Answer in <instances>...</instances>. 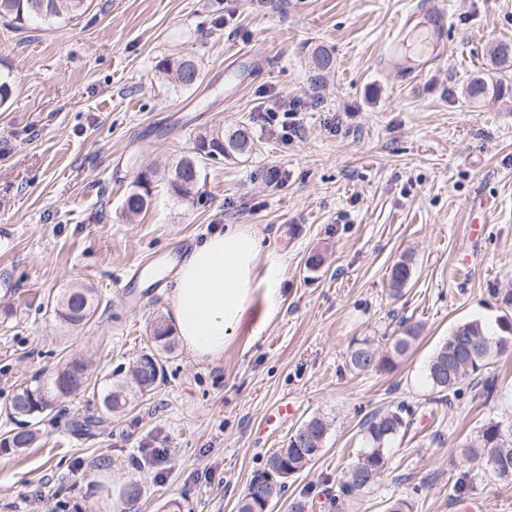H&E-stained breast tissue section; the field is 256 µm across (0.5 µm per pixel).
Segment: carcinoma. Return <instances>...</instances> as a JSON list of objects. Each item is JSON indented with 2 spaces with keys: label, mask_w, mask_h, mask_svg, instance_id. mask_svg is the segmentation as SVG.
<instances>
[{
  "label": "carcinoma",
  "mask_w": 512,
  "mask_h": 512,
  "mask_svg": "<svg viewBox=\"0 0 512 512\" xmlns=\"http://www.w3.org/2000/svg\"><path fill=\"white\" fill-rule=\"evenodd\" d=\"M85 0H0V17L9 18L16 29H24L37 20L58 17L63 13L74 14L84 8ZM491 59L501 70L512 67V41L498 43L491 52ZM320 67L314 72L313 80L319 83L334 69L333 59L328 50L316 47L311 52V67ZM159 72L175 73L174 80L184 87H190L200 79L198 64L192 59H181L174 63L162 60L157 64ZM505 87L500 81L474 78L467 86V95L475 102L496 101L503 95ZM249 132L245 126L232 133L224 134L218 128L196 137L195 154L181 158L170 172L169 184L173 192L188 201L200 200L199 186L189 182L200 176L199 159L222 156L226 150L241 153V136ZM151 188H134L125 198L124 211L132 218L148 205ZM413 272L410 260L403 259L391 269L390 292L399 295L409 282ZM97 305L93 290L73 286L57 300L54 311L72 325L88 322L95 314ZM502 335L490 336L482 323L469 320L458 324L447 340L435 351L427 367V381L433 402H446L449 396H458L463 387L482 375L493 359L512 351V321L503 318ZM421 326L408 319L399 322L395 334L386 338L385 349L380 351L367 340L353 344L348 352L346 366L357 373L370 375L391 371L397 362L405 357L420 338ZM150 340L153 351L149 352L153 363L145 367L136 359L126 374L113 373L104 387L101 405L104 413L125 414L134 411L143 398L151 394L163 380L162 354L175 348L171 328L158 319L152 325ZM88 367L84 361L74 359L58 369L51 378H38L20 388L13 396L11 408L19 400H25L35 410L30 417L31 428L11 436L12 449H22L38 439L40 417L53 411L58 399L69 395L88 380ZM411 425V414L404 404L399 403L380 409L369 415L361 425L364 447L357 452L356 460L344 472L336 493L326 496L330 512H345L348 502L371 490L384 474L389 463L390 446L405 435ZM329 431L325 417L314 415L305 420L288 437L285 446L277 448L267 456L263 474L279 470L277 481L264 488L265 499L278 500L282 497L288 476L300 472L324 449ZM464 455L485 464V469L503 481L512 480V424L502 420L485 423L477 434L461 444ZM262 503L254 491V484L248 483L237 504V512H260Z\"/></svg>",
  "instance_id": "carcinoma-1"
}]
</instances>
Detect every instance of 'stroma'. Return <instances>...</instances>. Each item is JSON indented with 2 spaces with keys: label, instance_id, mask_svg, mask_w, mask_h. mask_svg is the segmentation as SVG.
<instances>
[{
  "label": "stroma",
  "instance_id": "35a3bbf8",
  "mask_svg": "<svg viewBox=\"0 0 512 512\" xmlns=\"http://www.w3.org/2000/svg\"><path fill=\"white\" fill-rule=\"evenodd\" d=\"M411 2L87 0L84 14L27 30L0 23V75L13 87L0 106V225L16 230L0 252L12 283L0 289V435L15 428L12 398L35 376L80 359L91 377L42 419L34 445L0 452V512H162L172 499L181 512H237L269 451L321 414L331 423L324 450L289 478L273 512L300 496L316 504L354 461L366 416L401 401L414 423L349 512H385L407 495L413 512H512V483L460 448L482 424L512 416V355L486 370L497 382L488 402L467 388L436 404L425 382L459 323L499 334L493 292L512 289V75L499 101L465 93L474 77L498 79L490 51L512 38V0H439L443 40L427 41L417 18L396 69H385L382 45ZM318 46L335 72L315 89ZM435 49L434 67L405 82ZM176 57L198 62L196 85L158 72ZM275 95L301 102L288 141L266 114ZM241 125L252 154L201 160V203L179 198L165 170L199 133ZM146 167L157 171L152 195L130 220L124 199ZM229 224L261 238L262 261L284 264L275 309L255 296L220 362L176 346L136 410L109 416L95 437L74 435L72 422L99 416L106 379L150 348L151 323L170 310L174 273L139 288L135 304L114 281ZM407 257L412 277L391 296L390 269ZM74 285L99 298L83 326L53 311ZM405 318L422 337L394 372L346 369L353 340L384 347ZM284 401L292 416L268 428ZM134 483L136 501L107 492Z\"/></svg>",
  "mask_w": 512,
  "mask_h": 512
}]
</instances>
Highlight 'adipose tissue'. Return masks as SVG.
<instances>
[{
  "mask_svg": "<svg viewBox=\"0 0 512 512\" xmlns=\"http://www.w3.org/2000/svg\"><path fill=\"white\" fill-rule=\"evenodd\" d=\"M261 240L236 224L213 232L183 258L171 295L178 336L199 362H216L241 324L255 291L275 304L284 279L280 265H261Z\"/></svg>",
  "mask_w": 512,
  "mask_h": 512,
  "instance_id": "adipose-tissue-1",
  "label": "adipose tissue"
}]
</instances>
